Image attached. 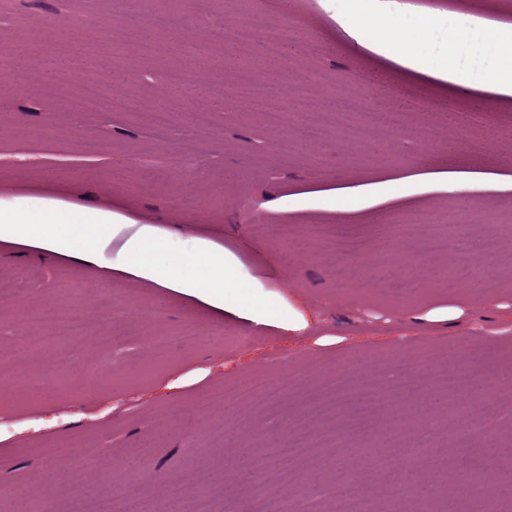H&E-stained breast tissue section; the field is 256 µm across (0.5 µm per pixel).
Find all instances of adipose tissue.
<instances>
[{
	"label": "adipose tissue",
	"instance_id": "ef3b65f1",
	"mask_svg": "<svg viewBox=\"0 0 512 512\" xmlns=\"http://www.w3.org/2000/svg\"><path fill=\"white\" fill-rule=\"evenodd\" d=\"M385 38L372 30L361 33L364 42L393 61L462 85H479L512 91V58H501L500 47L512 42V29L473 26L462 17L447 22V50L435 59L419 53L411 38H400L407 22L396 14L386 16ZM497 58V65L480 71L483 58ZM123 214L106 209L71 204L43 197H17L0 201V239L25 247L78 257L96 263L103 238L120 224ZM198 249L206 256V266L192 270L184 257L170 254L165 238L156 227L141 226L125 244L123 273L148 280L198 300L225 318L296 330L303 317L280 306L275 294L254 286H225L221 275L235 269V258L216 244L202 240Z\"/></svg>",
	"mask_w": 512,
	"mask_h": 512
}]
</instances>
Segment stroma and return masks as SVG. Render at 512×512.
<instances>
[{
	"label": "stroma",
	"instance_id": "stroma-1",
	"mask_svg": "<svg viewBox=\"0 0 512 512\" xmlns=\"http://www.w3.org/2000/svg\"><path fill=\"white\" fill-rule=\"evenodd\" d=\"M187 30L143 47L153 33V13L144 0H0V49L25 60L37 75L31 94L15 90L11 73H0V200L58 198L95 203L127 216L129 225L101 243L99 261L57 254L21 255L0 239V277L22 278L21 305H81L90 318L111 312L121 341L103 335L94 346L52 343L18 352L19 325L12 306L0 307V483L13 493L0 499V512H96L99 504L119 507L123 494L139 498L147 512H193L206 496L212 512H266L248 472L260 451L272 448L303 413L307 398L329 378L342 377L346 391L370 389L379 401L364 410L337 406L325 430L346 445L326 460L307 459L299 470L314 490L318 512H343L355 494L367 512H396L385 491V474L358 461L354 491L342 484L341 463L352 446L372 441L392 405L409 411L404 425L417 438V423L442 418L423 445L426 466L421 489L431 512H482L484 504L444 483L443 471L468 464L484 470L499 490L500 512H512V94L460 86L402 66L360 40V29L380 30V14L397 11L424 20L464 16L489 27L512 28V0H366L357 24L345 19L342 0H168ZM40 26H32L31 16ZM249 24L278 28L285 38L267 80L291 87L319 76L312 95L325 111L330 132L312 142L309 121L268 124L249 100L225 111L207 87L239 84L237 73L262 57L261 45H207V28L232 30ZM114 74L113 95L135 100L140 109L163 105L165 74L183 63L194 66L202 93L190 98L193 129L167 131L145 140L131 114L70 112L84 72L80 56ZM355 97L360 105L398 111L399 133L379 127L359 143L336 125L328 91ZM59 129L57 138L32 142L18 123ZM444 129L440 143L419 139L422 126ZM100 143L84 150L86 139ZM475 171L482 180L449 189L435 180L443 171ZM111 195H104V185ZM375 185L374 194L336 209V189ZM456 211L473 222L472 235L498 236V250L479 287L452 288L438 278L447 254L431 253L422 241L399 244L419 258L423 286L403 294L384 288L375 272L373 288L336 283V254L308 235L321 226L330 235L352 236L376 251L389 225L401 216L431 221ZM169 231L168 249L191 251L196 240L224 247L238 260L242 279L259 282L294 310L306 328L284 330L224 319L196 299L116 270L124 245L139 225ZM256 224H284L287 242L268 241ZM159 306L163 317L143 325L133 309ZM194 332L193 343L183 340ZM166 338L156 351L152 337ZM72 360L67 382L55 378L57 357ZM318 370L283 401L261 412L243 403L199 414L197 404L216 387L262 372L275 378L306 363ZM456 368L468 378L487 372L503 383L497 402L479 404L477 417L489 425L487 441L461 447L456 425L447 423L448 398L435 388L436 374ZM43 379V388L23 377ZM159 443L141 447L146 432ZM104 448L95 462L58 464L47 446ZM195 472L193 490L173 497V481Z\"/></svg>",
	"mask_w": 512,
	"mask_h": 512
}]
</instances>
